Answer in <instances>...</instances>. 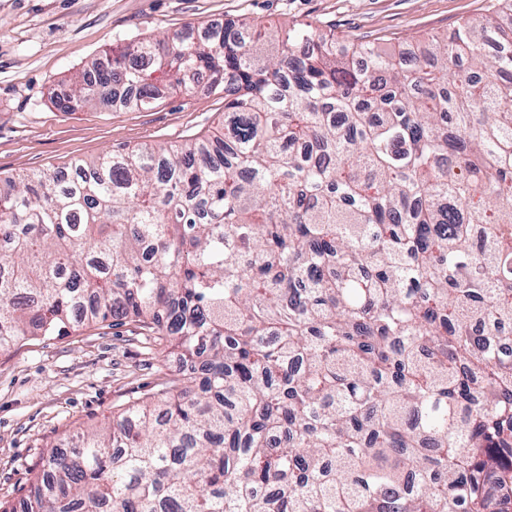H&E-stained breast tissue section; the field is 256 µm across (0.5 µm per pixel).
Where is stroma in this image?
Returning a JSON list of instances; mask_svg holds the SVG:
<instances>
[{
	"label": "stroma",
	"instance_id": "stroma-1",
	"mask_svg": "<svg viewBox=\"0 0 512 512\" xmlns=\"http://www.w3.org/2000/svg\"><path fill=\"white\" fill-rule=\"evenodd\" d=\"M494 0H0V178L67 168L120 145L175 146L212 135L224 95L198 83L165 89L137 112L104 101L55 104L69 79L112 45L206 24L315 22L337 34L412 47L486 15ZM182 363L132 324L105 321L0 351V501L30 493L46 446L96 428L129 397L154 390Z\"/></svg>",
	"mask_w": 512,
	"mask_h": 512
}]
</instances>
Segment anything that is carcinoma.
Here are the masks:
<instances>
[{
  "mask_svg": "<svg viewBox=\"0 0 512 512\" xmlns=\"http://www.w3.org/2000/svg\"><path fill=\"white\" fill-rule=\"evenodd\" d=\"M413 59L164 35L56 102L206 73L224 134L0 179V350L137 324L185 369L48 448L23 512H487L512 490V0ZM499 50L490 54L486 45Z\"/></svg>",
  "mask_w": 512,
  "mask_h": 512,
  "instance_id": "cac0c4a2",
  "label": "carcinoma"
}]
</instances>
